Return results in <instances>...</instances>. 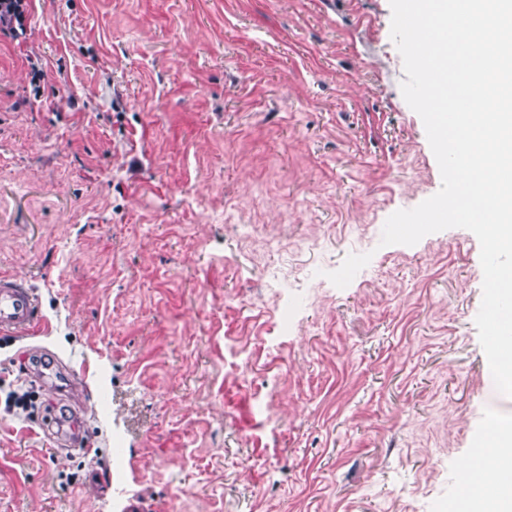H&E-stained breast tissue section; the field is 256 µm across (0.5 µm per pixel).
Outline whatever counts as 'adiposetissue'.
Segmentation results:
<instances>
[{
	"instance_id": "obj_1",
	"label": "adipose tissue",
	"mask_w": 512,
	"mask_h": 512,
	"mask_svg": "<svg viewBox=\"0 0 512 512\" xmlns=\"http://www.w3.org/2000/svg\"><path fill=\"white\" fill-rule=\"evenodd\" d=\"M482 445V465L462 468L469 487L460 498L462 512H512V417L491 418Z\"/></svg>"
}]
</instances>
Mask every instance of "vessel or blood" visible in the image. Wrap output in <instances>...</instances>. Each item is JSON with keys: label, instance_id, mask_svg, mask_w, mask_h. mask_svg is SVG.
Returning <instances> with one entry per match:
<instances>
[{"label": "vessel or blood", "instance_id": "obj_1", "mask_svg": "<svg viewBox=\"0 0 512 512\" xmlns=\"http://www.w3.org/2000/svg\"><path fill=\"white\" fill-rule=\"evenodd\" d=\"M41 326L38 299L22 279L0 275V335H28Z\"/></svg>", "mask_w": 512, "mask_h": 512}]
</instances>
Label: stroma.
Instances as JSON below:
<instances>
[{
  "instance_id": "1",
  "label": "stroma",
  "mask_w": 512,
  "mask_h": 512,
  "mask_svg": "<svg viewBox=\"0 0 512 512\" xmlns=\"http://www.w3.org/2000/svg\"><path fill=\"white\" fill-rule=\"evenodd\" d=\"M27 16L0 36V274L45 326L0 336V512L458 507L512 398L476 236L380 243L442 184L389 0ZM68 403L91 453L46 430Z\"/></svg>"
}]
</instances>
